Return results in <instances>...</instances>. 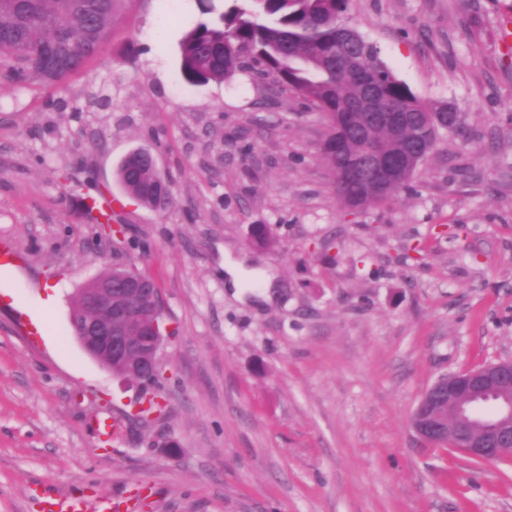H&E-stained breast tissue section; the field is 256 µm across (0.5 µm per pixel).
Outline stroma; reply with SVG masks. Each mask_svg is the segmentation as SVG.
Masks as SVG:
<instances>
[{"label":"stroma","mask_w":512,"mask_h":512,"mask_svg":"<svg viewBox=\"0 0 512 512\" xmlns=\"http://www.w3.org/2000/svg\"><path fill=\"white\" fill-rule=\"evenodd\" d=\"M205 5L224 0H128L83 70L0 79V239L23 259L0 269V512H41L40 484L118 512H512V459L477 463L410 425L441 376L512 359V0H351L346 23L462 130L411 191L355 214L300 96L183 79L179 43ZM135 149L171 183L160 207L116 179ZM99 195L121 202L111 223ZM256 224L271 246L251 243ZM228 254L246 260L238 298ZM132 264L157 281L167 330L166 409L146 420L139 386L69 325L80 288Z\"/></svg>","instance_id":"1"}]
</instances>
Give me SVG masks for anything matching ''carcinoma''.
<instances>
[{"instance_id": "carcinoma-1", "label": "carcinoma", "mask_w": 512, "mask_h": 512, "mask_svg": "<svg viewBox=\"0 0 512 512\" xmlns=\"http://www.w3.org/2000/svg\"><path fill=\"white\" fill-rule=\"evenodd\" d=\"M119 0H0V77L23 84L56 83L83 67L107 39ZM218 18L198 20L180 43V68L193 83L222 81L238 73L272 79L299 94L326 120L321 156L333 176L337 196L356 184L341 185L336 152V113L355 101L361 82L336 69V50L350 0H230ZM362 66L383 77L385 105L401 107L416 95L381 60L372 42L354 32ZM124 190L147 207L159 205L153 187L157 169L142 165L117 169ZM157 375L143 388L147 415L163 411Z\"/></svg>"}]
</instances>
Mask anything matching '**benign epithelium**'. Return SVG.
I'll return each mask as SVG.
<instances>
[{"label": "benign epithelium", "instance_id": "benign-epithelium-1", "mask_svg": "<svg viewBox=\"0 0 512 512\" xmlns=\"http://www.w3.org/2000/svg\"><path fill=\"white\" fill-rule=\"evenodd\" d=\"M362 85L363 95L356 107L365 115L356 123L350 121L348 112H340L336 118L338 127L357 131L363 142L362 151L344 161V170L351 178L369 184V191L384 194L413 176L435 142L412 148L400 131L412 122L417 107L384 108L382 82L374 75L363 76ZM376 123L388 125L398 136L396 152L385 153L376 147L369 136ZM92 283L95 287L80 289L79 312L71 313L69 319L72 333L99 365L109 370L115 366L122 377L142 386L162 371L164 336L157 283L146 273L116 282L95 278ZM499 366L495 362L484 374L464 371L448 379V398L469 396L467 404L457 406L453 440H448V425L439 418L412 422L416 435L429 445L447 440L450 447L470 458L494 461L511 457L512 392L493 389L501 376Z\"/></svg>", "mask_w": 512, "mask_h": 512}]
</instances>
